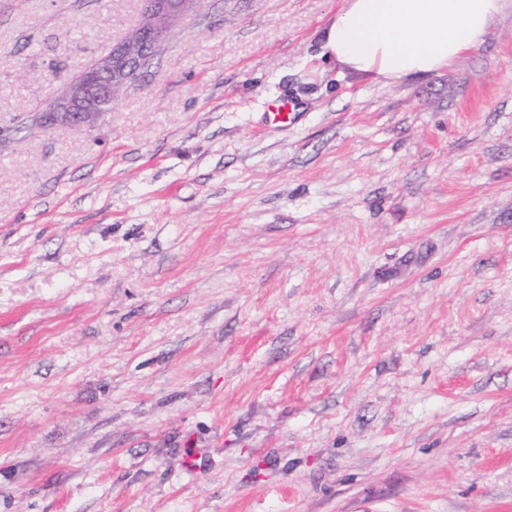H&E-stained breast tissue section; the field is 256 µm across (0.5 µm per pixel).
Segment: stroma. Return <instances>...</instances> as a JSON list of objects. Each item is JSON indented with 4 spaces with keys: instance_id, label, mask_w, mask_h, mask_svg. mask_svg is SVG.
<instances>
[{
    "instance_id": "1",
    "label": "stroma",
    "mask_w": 512,
    "mask_h": 512,
    "mask_svg": "<svg viewBox=\"0 0 512 512\" xmlns=\"http://www.w3.org/2000/svg\"><path fill=\"white\" fill-rule=\"evenodd\" d=\"M342 4L200 0L33 130L142 0H0V512H512V8L388 83ZM143 19L127 37L112 41L79 76L66 83V90L39 124L83 126L99 114L100 103H112L124 84L134 81L156 52L167 33L188 16L196 0H143Z\"/></svg>"
}]
</instances>
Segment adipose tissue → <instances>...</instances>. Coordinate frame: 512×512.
<instances>
[{
  "label": "adipose tissue",
  "mask_w": 512,
  "mask_h": 512,
  "mask_svg": "<svg viewBox=\"0 0 512 512\" xmlns=\"http://www.w3.org/2000/svg\"><path fill=\"white\" fill-rule=\"evenodd\" d=\"M512 0H344L323 53L390 81L422 78L479 49Z\"/></svg>",
  "instance_id": "obj_1"
}]
</instances>
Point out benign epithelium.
Wrapping results in <instances>:
<instances>
[{"instance_id": "benign-epithelium-1", "label": "benign epithelium", "mask_w": 512, "mask_h": 512, "mask_svg": "<svg viewBox=\"0 0 512 512\" xmlns=\"http://www.w3.org/2000/svg\"><path fill=\"white\" fill-rule=\"evenodd\" d=\"M143 19L127 37L114 41L66 90L53 108L40 115L39 124L83 126L99 114L100 103L112 102L124 84L135 80L167 33L188 16L196 0H143Z\"/></svg>"}]
</instances>
